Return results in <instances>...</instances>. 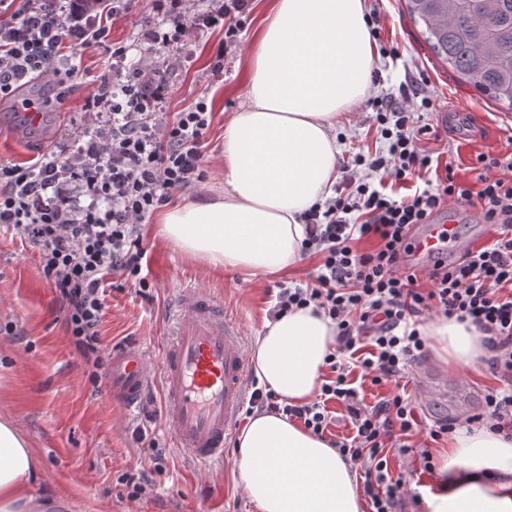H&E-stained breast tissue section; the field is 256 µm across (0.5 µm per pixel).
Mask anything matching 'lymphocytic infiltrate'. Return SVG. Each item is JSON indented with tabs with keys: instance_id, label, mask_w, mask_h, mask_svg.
<instances>
[{
	"instance_id": "obj_1",
	"label": "lymphocytic infiltrate",
	"mask_w": 512,
	"mask_h": 512,
	"mask_svg": "<svg viewBox=\"0 0 512 512\" xmlns=\"http://www.w3.org/2000/svg\"><path fill=\"white\" fill-rule=\"evenodd\" d=\"M154 4L162 24L137 34L144 53L172 41L182 25V12L168 0ZM212 14L224 21L214 63L219 69L240 45L249 0H214ZM73 40L101 47L106 31L69 25L64 0H0V99L14 97L30 78L63 83L71 70L62 66V52ZM160 103L141 91L138 79L116 87L99 78L86 108L105 113L104 124L80 129L32 165L0 167V224L37 249L44 276L68 306L73 345L95 363L109 277L118 273L148 290L142 223L174 193L206 177L203 148L212 122L206 97L173 116ZM371 105L381 146L354 153L332 195L305 213L302 252L321 263L311 282L279 286L272 314L311 306L335 323L341 350L368 341L361 367L375 386L403 377L423 352L426 316L470 322L483 333L488 363L503 382L472 420L511 432L512 153L478 155L476 184L458 181L452 163H440L420 145L431 128L419 125L417 114L431 110L433 101L419 84ZM450 203L478 209L482 223L496 225L498 234L462 263L437 259L422 269L413 256L414 235ZM327 363L334 376L322 384L319 401L282 404L256 387L250 409L298 419L320 436L330 424L329 403L344 404L354 434L336 442L338 453L361 464L373 512H408L414 497L392 473L388 448L411 449L403 441L415 424L410 396L402 391L362 405L347 365L333 353Z\"/></svg>"
}]
</instances>
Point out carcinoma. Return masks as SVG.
<instances>
[{
    "label": "carcinoma",
    "instance_id": "obj_1",
    "mask_svg": "<svg viewBox=\"0 0 512 512\" xmlns=\"http://www.w3.org/2000/svg\"><path fill=\"white\" fill-rule=\"evenodd\" d=\"M432 53L489 98L512 106V0H405Z\"/></svg>",
    "mask_w": 512,
    "mask_h": 512
}]
</instances>
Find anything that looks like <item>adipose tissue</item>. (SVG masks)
Returning <instances> with one entry per match:
<instances>
[{
	"label": "adipose tissue",
	"mask_w": 512,
	"mask_h": 512,
	"mask_svg": "<svg viewBox=\"0 0 512 512\" xmlns=\"http://www.w3.org/2000/svg\"><path fill=\"white\" fill-rule=\"evenodd\" d=\"M373 49L365 0H272L248 54L245 103L224 125V187L163 210L161 236L217 269L272 275L294 265L302 214L336 181V128L367 94ZM434 355L476 368L488 355L469 322L423 327ZM336 326L312 308L267 322L251 348L259 383L280 401L320 391ZM239 478L258 512H363L350 462L319 436L275 412H255L238 438ZM38 476L33 448L14 420H0V512H24ZM423 512H512V437L457 430Z\"/></svg>",
	"instance_id": "obj_1"
}]
</instances>
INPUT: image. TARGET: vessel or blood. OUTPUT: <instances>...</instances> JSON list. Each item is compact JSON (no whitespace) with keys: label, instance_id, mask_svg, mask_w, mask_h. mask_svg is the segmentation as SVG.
I'll use <instances>...</instances> for the list:
<instances>
[{"label":"vessel or blood","instance_id":"vessel-or-blood-1","mask_svg":"<svg viewBox=\"0 0 512 512\" xmlns=\"http://www.w3.org/2000/svg\"><path fill=\"white\" fill-rule=\"evenodd\" d=\"M420 257H462L471 242L461 240L452 221L429 224L414 242ZM174 342L165 349L159 372L162 412L175 447L201 468L222 460L238 425L246 396L248 359L239 325L223 302L199 288L177 296ZM142 348L112 352L110 389L114 402L140 406L153 374Z\"/></svg>","mask_w":512,"mask_h":512}]
</instances>
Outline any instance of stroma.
I'll return each mask as SVG.
<instances>
[{"mask_svg": "<svg viewBox=\"0 0 512 512\" xmlns=\"http://www.w3.org/2000/svg\"><path fill=\"white\" fill-rule=\"evenodd\" d=\"M271 2L251 0L241 47L225 58L222 69H215L214 57L224 39V24L211 20L208 0H198L177 41L151 52L144 64L147 73L163 76L165 112L181 111L202 95L213 112L205 154L208 178L192 190V197L209 195L222 181L224 125L246 99V57ZM379 10V43L397 48L398 54H375L373 69L381 80L369 87L368 99L352 109L349 122L342 126L343 154L379 144L370 97L398 94L400 85L422 77L435 103L423 123L438 128L443 113L463 109L473 134L463 139L441 132L436 138L424 137L421 145L441 161L453 162L459 180L475 183L478 154L512 152V107L489 99L434 56L403 0H379ZM155 19L152 0H120L116 12L87 16L82 23L105 25L108 45L122 46ZM173 55L181 58L175 69L167 66ZM71 61L77 74L65 86L33 79L20 90L18 99L44 102L38 125L28 123L18 99L0 101V163L30 165L72 131L101 124V114L85 108L98 75L108 74L121 84L132 70L100 48L74 47ZM156 223V218H149L142 230L152 284L148 293H139L121 275L110 278L99 382L92 380L91 367L71 343L66 304L45 278L36 250L0 228V418H12L38 456L41 469L29 512H57L61 496L73 500L72 512H257L239 482L235 441H228L223 462L200 469L172 444L160 412L159 385L148 388L142 409L131 410L105 396V377L111 371L112 349L119 345L145 347L152 367H159L179 288H201L222 299L250 344L269 319L277 284L308 281L318 260L304 256L266 276L216 270L174 249L158 234ZM351 379L361 382L370 406L404 388L412 398L417 423L411 442L434 453L447 449L448 441H431L430 428L481 412L488 390L501 385L488 367L451 370L429 349L415 358L400 383L371 385L362 381L357 367ZM140 471L148 480L136 494L126 477Z\"/></svg>", "mask_w": 512, "mask_h": 512, "instance_id": "1", "label": "stroma"}]
</instances>
